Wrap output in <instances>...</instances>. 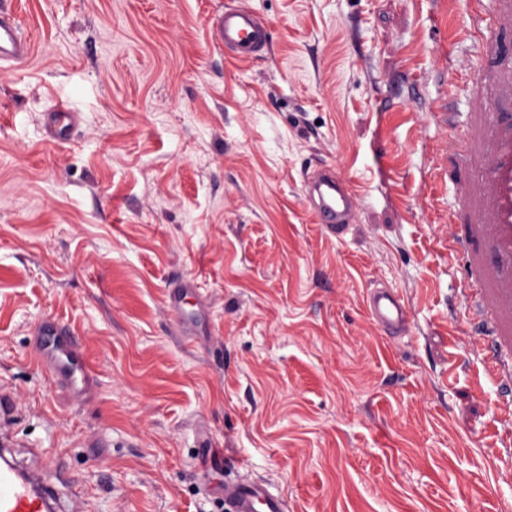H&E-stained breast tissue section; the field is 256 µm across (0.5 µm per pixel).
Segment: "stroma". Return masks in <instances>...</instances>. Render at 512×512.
Returning <instances> with one entry per match:
<instances>
[{"mask_svg": "<svg viewBox=\"0 0 512 512\" xmlns=\"http://www.w3.org/2000/svg\"><path fill=\"white\" fill-rule=\"evenodd\" d=\"M245 4L272 38L215 39ZM34 44L0 69V384L12 458L57 461L88 512H220L255 481L288 512H499L512 415L459 334L464 260L434 114L483 110L473 0H7ZM80 120L47 140L58 101ZM354 187L355 229L303 184ZM191 286L180 336L170 282ZM389 287L410 329L365 299ZM78 332L85 400L37 366L36 323ZM221 454L206 465L203 448ZM216 37L231 58L249 61L268 44L269 33L259 17L245 6H227L216 27ZM305 194L312 204L317 224H323L334 236L346 234L353 226L357 201L349 183L332 166H324L304 182ZM370 319L384 333L399 335L409 331V318L401 296L392 288H376L366 297Z\"/></svg>", "mask_w": 512, "mask_h": 512, "instance_id": "35a3bbf8", "label": "stroma"}]
</instances>
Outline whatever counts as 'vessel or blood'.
<instances>
[{
  "label": "vessel or blood",
  "mask_w": 512,
  "mask_h": 512,
  "mask_svg": "<svg viewBox=\"0 0 512 512\" xmlns=\"http://www.w3.org/2000/svg\"><path fill=\"white\" fill-rule=\"evenodd\" d=\"M216 37L230 57L239 61L254 59L269 41L264 24L244 6L225 7ZM481 50L486 61L485 84L492 89L489 102L501 118L490 129L480 119L469 122L462 146L469 164L482 170L483 176L455 184L464 209L452 212L448 219V251L467 256L468 279L477 287L470 298L472 317L467 333L484 339L490 360L488 377L497 387L501 404L512 410V374L499 372L495 360L496 355L512 351V66L498 64L495 41L483 40ZM31 51V40L18 17L0 9V68L27 60ZM78 121V113L67 102H59L55 111L46 115V134L52 140L67 141L70 126ZM304 188L316 222L331 235L346 234L357 208L356 193L349 183L326 166L307 178ZM366 310L386 334L409 330L406 307L393 289L371 290ZM33 349L41 370L62 388L76 395L90 394L94 371L74 329L55 318H44L36 326ZM61 479L54 463L33 470L1 463L0 512H66L57 488ZM224 502L227 512H288L282 498L257 482L226 485Z\"/></svg>",
  "instance_id": "vessel-or-blood-1"
}]
</instances>
